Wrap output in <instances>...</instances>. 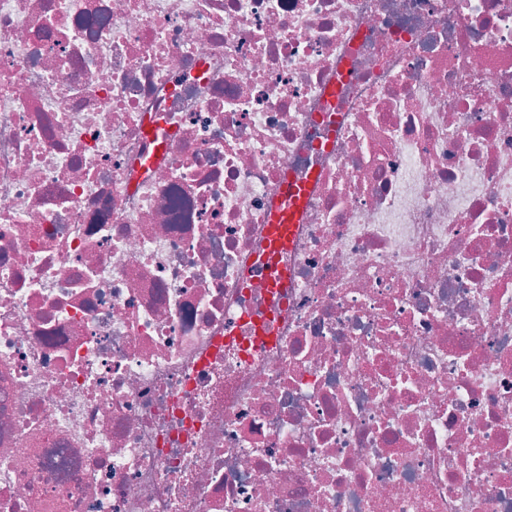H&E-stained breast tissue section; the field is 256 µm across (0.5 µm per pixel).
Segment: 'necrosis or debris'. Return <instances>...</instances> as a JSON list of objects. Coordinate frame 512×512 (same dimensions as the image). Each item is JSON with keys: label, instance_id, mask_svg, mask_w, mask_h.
<instances>
[{"label": "necrosis or debris", "instance_id": "obj_1", "mask_svg": "<svg viewBox=\"0 0 512 512\" xmlns=\"http://www.w3.org/2000/svg\"><path fill=\"white\" fill-rule=\"evenodd\" d=\"M0 512H512V0H0ZM306 192L307 186L305 184L289 183L285 186L284 203L275 210L272 224L269 225L272 251H280L288 247Z\"/></svg>", "mask_w": 512, "mask_h": 512}]
</instances>
